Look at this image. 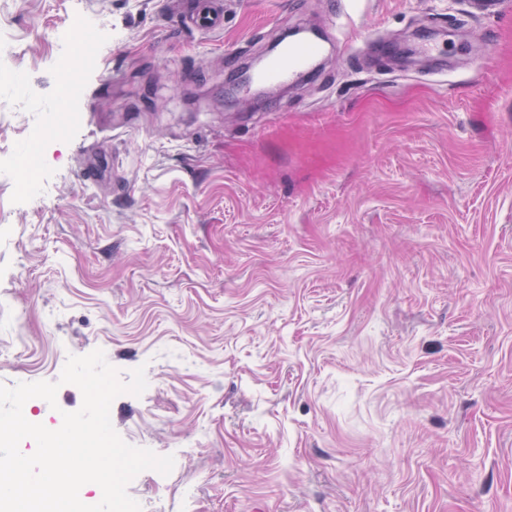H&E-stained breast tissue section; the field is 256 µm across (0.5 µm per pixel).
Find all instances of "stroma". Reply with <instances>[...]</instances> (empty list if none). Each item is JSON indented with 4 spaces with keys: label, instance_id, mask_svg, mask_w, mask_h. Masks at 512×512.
I'll list each match as a JSON object with an SVG mask.
<instances>
[{
    "label": "stroma",
    "instance_id": "1",
    "mask_svg": "<svg viewBox=\"0 0 512 512\" xmlns=\"http://www.w3.org/2000/svg\"><path fill=\"white\" fill-rule=\"evenodd\" d=\"M468 2L224 0L203 34L167 0H0V156L76 20L105 60L38 179L0 176V383L97 349L144 368L112 425L180 464L129 484L142 512L183 483L195 512H512V14ZM308 25L315 78L225 107ZM95 142L112 176L87 189ZM56 400L27 420L83 396Z\"/></svg>",
    "mask_w": 512,
    "mask_h": 512
}]
</instances>
